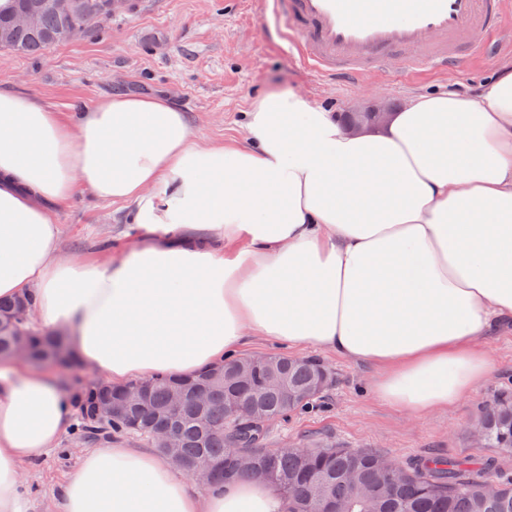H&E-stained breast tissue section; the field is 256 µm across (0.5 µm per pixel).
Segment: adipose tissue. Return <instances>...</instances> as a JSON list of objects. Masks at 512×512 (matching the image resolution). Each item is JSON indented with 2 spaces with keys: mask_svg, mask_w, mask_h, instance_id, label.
<instances>
[{
  "mask_svg": "<svg viewBox=\"0 0 512 512\" xmlns=\"http://www.w3.org/2000/svg\"><path fill=\"white\" fill-rule=\"evenodd\" d=\"M245 137L197 140L162 97L62 114L0 89V298L31 296L86 367L114 384L190 375L249 337L376 368L373 393L413 415L490 375L477 341L512 321V62L478 95L422 93L352 133L294 92L259 96ZM120 203L122 258L61 257L76 189ZM73 408L56 382L0 360V512H29L24 463ZM61 512H282L268 483L198 493L167 458L84 452Z\"/></svg>",
  "mask_w": 512,
  "mask_h": 512,
  "instance_id": "adipose-tissue-1",
  "label": "adipose tissue"
}]
</instances>
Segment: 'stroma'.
I'll return each instance as SVG.
<instances>
[{"instance_id":"stroma-1","label":"stroma","mask_w":512,"mask_h":512,"mask_svg":"<svg viewBox=\"0 0 512 512\" xmlns=\"http://www.w3.org/2000/svg\"><path fill=\"white\" fill-rule=\"evenodd\" d=\"M492 36L498 53L470 59L463 67L417 73L377 70L352 84L321 76L265 35L260 0H146L134 18L103 20L79 39L40 57L0 49V87L18 91L60 112L115 93L165 96L185 112L201 140L232 145L243 136V114L263 94L294 91L334 113L355 112L385 100L400 109L415 94L456 91L478 94L500 65L512 60V0ZM122 207L77 192L58 210L60 253L102 261L118 257L131 242L119 224ZM493 371L468 398L434 413L415 416L374 395L372 367L326 351L314 359L331 373V383L314 408L270 428L268 444L364 448L400 464L416 459L496 458L512 475V450L477 446L470 425L495 393L512 388V326L479 340ZM102 438L74 447L65 437L50 453L26 464L30 512H59L52 488L73 471L85 450Z\"/></svg>"}]
</instances>
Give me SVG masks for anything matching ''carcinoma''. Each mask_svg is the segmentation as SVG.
Returning a JSON list of instances; mask_svg holds the SVG:
<instances>
[{"label": "carcinoma", "mask_w": 512, "mask_h": 512, "mask_svg": "<svg viewBox=\"0 0 512 512\" xmlns=\"http://www.w3.org/2000/svg\"><path fill=\"white\" fill-rule=\"evenodd\" d=\"M34 0H14L12 10L0 12V26L12 24L13 17L30 9ZM98 0H82L80 10L64 19L43 16L36 29L17 28L8 50L36 55L53 46L57 28L68 22L88 31L107 14L96 9ZM23 304L0 300V359L12 356L16 341L28 343V362L75 367L68 336L63 332L36 333L30 329ZM247 358L223 364V374L204 370L189 378L157 375L128 382L143 389L142 400L125 406L123 413L101 422L92 415L103 395L98 383H85L77 396L79 435L97 431L125 432L151 439L157 423L166 418L172 393L193 392L208 386L210 402L200 408L186 407L173 419L181 448L178 453L187 466L206 457L220 464L209 486L229 480L264 478L283 499L285 512H512V478L499 470L493 459L480 463V471L493 474L489 480L474 473L473 462L460 458L420 459L402 466L368 450L353 448H267L266 423L240 419L226 422L224 402L240 396L270 416V421L309 407L324 390L320 363L271 356L268 368H259L246 383L239 368ZM277 375L288 385V394L269 386L268 377ZM484 442L492 448L512 449V395L494 396L477 420Z\"/></svg>", "instance_id": "cac0c4a2"}]
</instances>
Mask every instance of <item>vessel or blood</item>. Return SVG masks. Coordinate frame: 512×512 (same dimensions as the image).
<instances>
[{
  "label": "vessel or blood",
  "instance_id": "b4317fda",
  "mask_svg": "<svg viewBox=\"0 0 512 512\" xmlns=\"http://www.w3.org/2000/svg\"><path fill=\"white\" fill-rule=\"evenodd\" d=\"M286 43L310 69L350 83L380 67L460 66L494 54L501 0H262Z\"/></svg>",
  "mask_w": 512,
  "mask_h": 512
}]
</instances>
